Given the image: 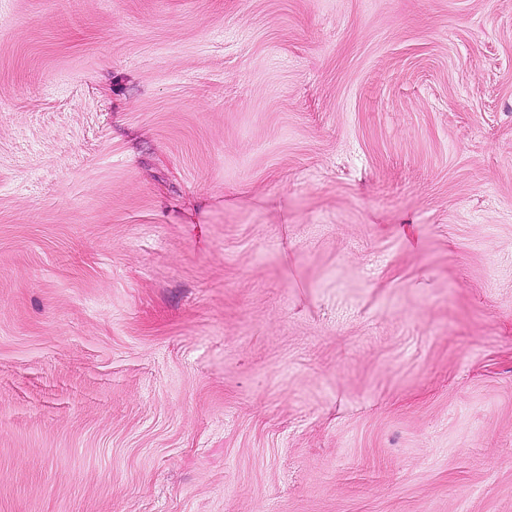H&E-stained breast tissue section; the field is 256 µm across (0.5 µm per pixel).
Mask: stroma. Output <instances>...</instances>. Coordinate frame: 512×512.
Returning a JSON list of instances; mask_svg holds the SVG:
<instances>
[{
  "instance_id": "1",
  "label": "stroma",
  "mask_w": 512,
  "mask_h": 512,
  "mask_svg": "<svg viewBox=\"0 0 512 512\" xmlns=\"http://www.w3.org/2000/svg\"><path fill=\"white\" fill-rule=\"evenodd\" d=\"M0 512H512V0H0Z\"/></svg>"
}]
</instances>
